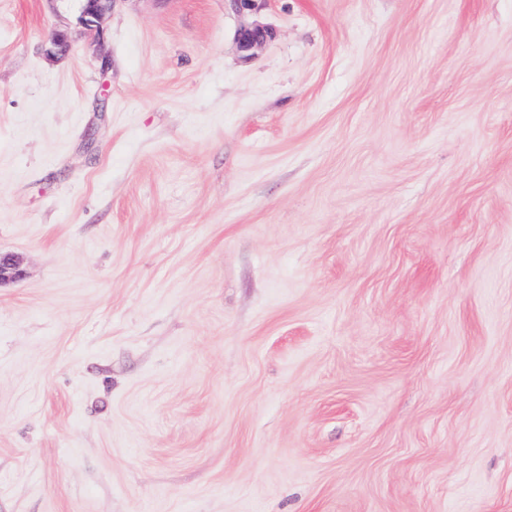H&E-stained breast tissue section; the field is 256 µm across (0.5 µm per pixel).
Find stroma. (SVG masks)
I'll return each instance as SVG.
<instances>
[{"mask_svg": "<svg viewBox=\"0 0 512 512\" xmlns=\"http://www.w3.org/2000/svg\"><path fill=\"white\" fill-rule=\"evenodd\" d=\"M77 16L0 0V512H512V0ZM275 37V31L268 25L248 22L240 26L237 32V45L245 58H252L256 51Z\"/></svg>", "mask_w": 512, "mask_h": 512, "instance_id": "stroma-1", "label": "stroma"}]
</instances>
